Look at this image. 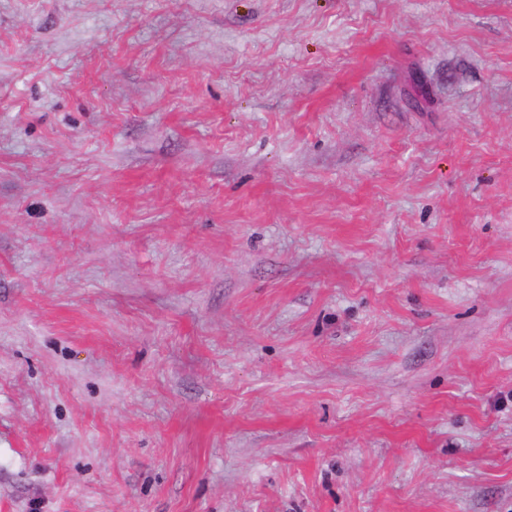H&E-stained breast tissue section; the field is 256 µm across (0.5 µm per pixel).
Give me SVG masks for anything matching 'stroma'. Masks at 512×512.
<instances>
[{
	"instance_id": "35a3bbf8",
	"label": "stroma",
	"mask_w": 512,
	"mask_h": 512,
	"mask_svg": "<svg viewBox=\"0 0 512 512\" xmlns=\"http://www.w3.org/2000/svg\"><path fill=\"white\" fill-rule=\"evenodd\" d=\"M0 512H512V0H0Z\"/></svg>"
}]
</instances>
